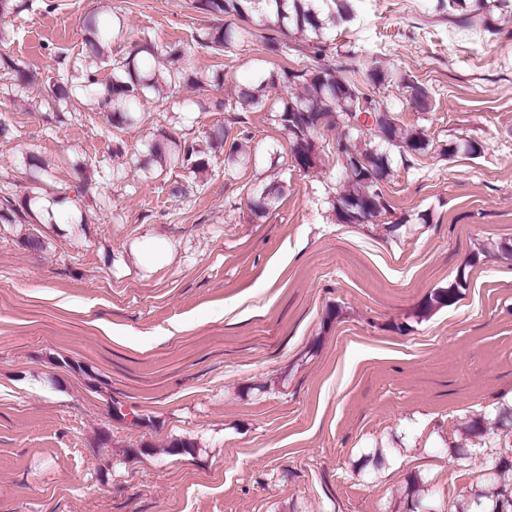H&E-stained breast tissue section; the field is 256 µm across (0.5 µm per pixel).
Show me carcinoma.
I'll return each mask as SVG.
<instances>
[{
  "label": "carcinoma",
  "instance_id": "obj_1",
  "mask_svg": "<svg viewBox=\"0 0 512 512\" xmlns=\"http://www.w3.org/2000/svg\"><path fill=\"white\" fill-rule=\"evenodd\" d=\"M332 7L329 17L347 22L352 15L349 0H328ZM465 0H438V12L448 16V21L463 29H471L483 23L487 9H512V0H472L470 9L461 12ZM194 7L214 16L239 18L252 12L254 26L233 27L229 24L205 32L194 41L211 49L217 55L231 52L235 44L260 37L271 53L288 57L296 51L304 58V65L298 69L288 65L278 72L276 80L288 86H299L302 93L282 103L269 105L263 94V86L244 91L236 101L243 112L262 109L275 114V121L284 130L290 143L291 160L294 166L314 169L321 161L316 136L324 128L336 127L341 134L336 142L337 154L349 165L353 174L346 175L342 188L336 191L333 203L336 218L343 224L371 223L373 219L388 212V204L381 190L390 169L389 155L366 145L355 144L360 128L372 123L387 145L397 149L401 157L419 155L429 149V140L420 130L402 131L393 113L382 109L375 98L366 91L369 85L381 86L388 82L389 75L370 68H330L319 64L326 45L323 44L324 20L314 8L313 0H193ZM86 45L89 56L81 67L60 63L55 74L48 78L45 101L55 108L68 107L73 97L81 92L88 96L99 113L111 118L112 127L118 129L132 121L142 119L137 112L140 101L150 96L164 97L167 90L185 80L186 72L181 66L184 49L173 47L167 51L168 64L154 70H146L140 64V54L154 53V45L148 41H136L127 54L112 58L105 54L104 44L127 38L123 27L118 26L112 34L101 33L95 20L87 21ZM280 32L288 39H278ZM298 34L306 43L293 47L288 40ZM0 64L17 74L15 92L21 96L27 92L29 81L16 62L0 58ZM111 70V76L102 82L98 78L101 67ZM406 98L419 110L427 111L431 106L427 88L417 81L403 78L399 82ZM169 145L154 143L150 156L161 173L181 170L197 179L209 171L207 153L197 146L196 141L168 138ZM209 146L224 147L225 160L239 161L240 145L230 138L228 130L219 127L208 132ZM280 189L274 185L253 190L252 211L264 214L276 198ZM66 196L47 197L46 182L36 177L28 191L20 198L9 193L0 195V224H37L35 213L45 209L48 216L52 210L46 204L61 203ZM466 284L451 282L446 288L432 293L424 302L422 312L435 308L450 307L460 298ZM512 472V452H501L488 464L481 474L494 491L477 490L471 503L473 512H512V488L509 484H495L494 480L506 472Z\"/></svg>",
  "mask_w": 512,
  "mask_h": 512
}]
</instances>
